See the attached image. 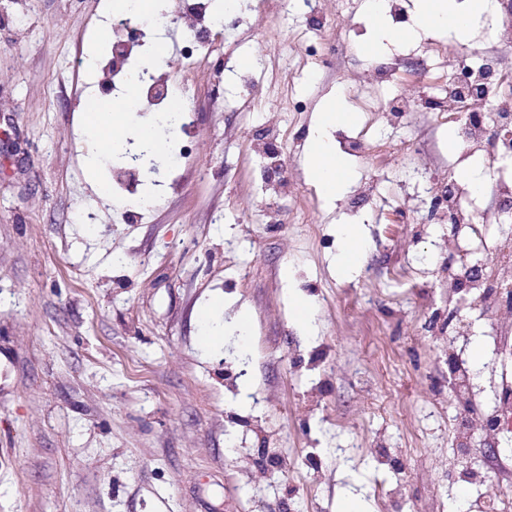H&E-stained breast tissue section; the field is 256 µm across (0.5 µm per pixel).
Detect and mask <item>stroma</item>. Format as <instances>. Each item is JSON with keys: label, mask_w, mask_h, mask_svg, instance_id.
I'll use <instances>...</instances> for the list:
<instances>
[{"label": "stroma", "mask_w": 512, "mask_h": 512, "mask_svg": "<svg viewBox=\"0 0 512 512\" xmlns=\"http://www.w3.org/2000/svg\"><path fill=\"white\" fill-rule=\"evenodd\" d=\"M365 3L322 0L326 33L345 46L328 65L300 49L318 24L292 9H254L189 73L181 31L169 35L160 70L193 126L161 145L188 146L193 162L132 220L120 190H93L87 158L104 179L112 168L79 119L92 90L78 63L113 0H0V512H342L349 500L386 512L383 487L400 489V512H450L458 491L481 495L461 478L488 460L455 445L448 353L469 354L486 328L453 333L434 272L451 227L430 222L411 176L459 174L457 125L423 106L445 79L413 64L467 53L506 10L492 0L470 40L436 29L373 55ZM394 53L407 62L397 80L362 81ZM335 98L360 120L332 139L375 143L350 162L358 183L377 165L390 174L398 189L383 200L330 201L311 177L309 133ZM398 99L416 107L387 125ZM348 224L363 252L340 277ZM215 294L224 343L206 351L198 313ZM507 375L512 363L487 359L471 410L492 405Z\"/></svg>", "instance_id": "35a3bbf8"}]
</instances>
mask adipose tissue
<instances>
[{
    "label": "adipose tissue",
    "instance_id": "obj_1",
    "mask_svg": "<svg viewBox=\"0 0 512 512\" xmlns=\"http://www.w3.org/2000/svg\"><path fill=\"white\" fill-rule=\"evenodd\" d=\"M490 0H415V16L427 28H448L466 36L475 17L488 10ZM130 102L126 99L87 98L84 102V130L88 138L104 148L119 143V129ZM358 115L343 101L329 106L311 130L312 173L321 193L328 199L345 192L353 178L348 163L332 146L328 131L332 127L356 123Z\"/></svg>",
    "mask_w": 512,
    "mask_h": 512
}]
</instances>
